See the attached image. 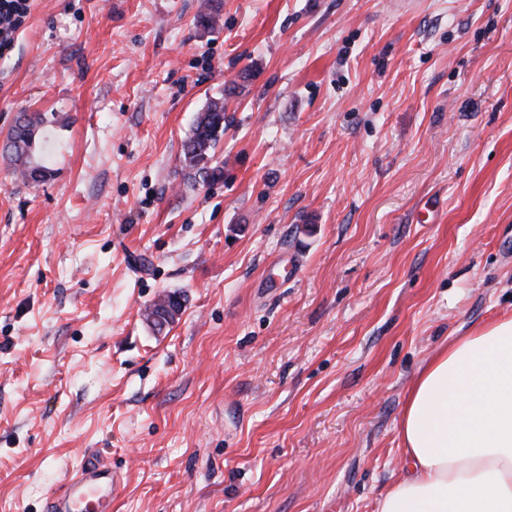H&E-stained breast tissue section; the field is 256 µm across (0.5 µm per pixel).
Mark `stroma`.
<instances>
[{
    "mask_svg": "<svg viewBox=\"0 0 512 512\" xmlns=\"http://www.w3.org/2000/svg\"><path fill=\"white\" fill-rule=\"evenodd\" d=\"M205 2L32 0L0 53L50 171L0 153V512L98 459L112 512H375L417 372L512 314V0ZM224 100H213L198 113L191 134L183 148L184 167L197 174L211 168L215 147L224 135Z\"/></svg>",
    "mask_w": 512,
    "mask_h": 512,
    "instance_id": "obj_1",
    "label": "stroma"
}]
</instances>
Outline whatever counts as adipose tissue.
Wrapping results in <instances>:
<instances>
[{"label": "adipose tissue", "mask_w": 512, "mask_h": 512, "mask_svg": "<svg viewBox=\"0 0 512 512\" xmlns=\"http://www.w3.org/2000/svg\"><path fill=\"white\" fill-rule=\"evenodd\" d=\"M398 433L404 472L376 512H512V315L427 361Z\"/></svg>", "instance_id": "obj_1"}]
</instances>
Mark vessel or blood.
Instances as JSON below:
<instances>
[{"label":"vessel or blood","mask_w":512,"mask_h":512,"mask_svg":"<svg viewBox=\"0 0 512 512\" xmlns=\"http://www.w3.org/2000/svg\"><path fill=\"white\" fill-rule=\"evenodd\" d=\"M119 484L112 469L102 463L83 465L61 493L48 498V512H80L81 503L94 500L108 503Z\"/></svg>","instance_id":"b4317fda"}]
</instances>
